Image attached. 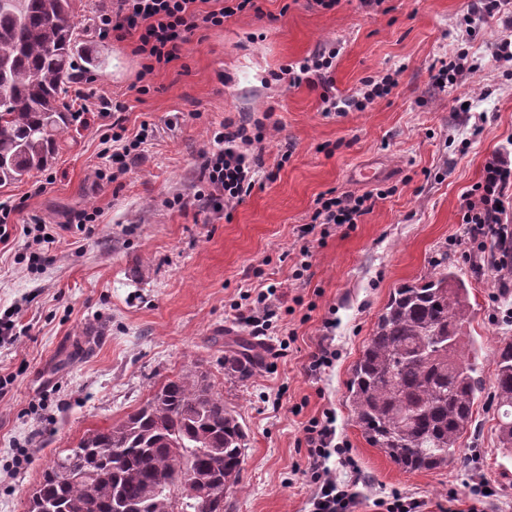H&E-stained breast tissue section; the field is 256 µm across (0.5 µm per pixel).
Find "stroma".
<instances>
[{
  "label": "stroma",
  "mask_w": 512,
  "mask_h": 512,
  "mask_svg": "<svg viewBox=\"0 0 512 512\" xmlns=\"http://www.w3.org/2000/svg\"><path fill=\"white\" fill-rule=\"evenodd\" d=\"M469 2L383 0L367 9L340 0L326 10L313 0H260V12L196 31L179 60L147 75L132 42L98 38L94 18L106 0H77L84 48L107 59L93 75L77 72L65 97L75 109L88 93V121L65 133L51 167L0 186V204L22 207L0 241V314L14 312L25 329L0 347L8 382L0 395V512H25L56 449L119 422L193 367L207 372L246 431L240 482L224 512H309L298 441L327 408L337 444L354 461L350 469L331 464L337 480L354 483L351 512H377L375 500L393 490L422 500V512H448L449 496L468 504L480 480L493 491L485 512H512V456L499 446L493 405V356L512 341V299H496L495 274L478 277L458 243L465 195L485 159L512 139V63L491 57L502 21L481 23L460 43L457 23ZM319 47L338 51L339 96L388 73L398 85L365 111L325 114L319 89L273 78ZM461 47L478 70L435 87L433 65ZM143 85L149 93H140ZM104 98L124 105L127 136L148 130L121 167L112 161V120L98 114ZM270 108L281 128L263 143L250 194L229 214L194 204L212 129L226 116L258 118ZM41 182L46 192L33 195ZM376 188L387 198L357 224L300 237L322 193ZM77 211L96 212L95 223L69 226ZM34 218L55 237L44 263L29 259L23 227ZM304 245L311 266L297 278ZM443 252L469 289L465 333L484 386L462 458L405 472L352 422L346 384L393 288ZM260 284L281 287L279 311L267 335L254 337L262 352L254 374L230 380L224 352L233 339L252 337L238 308ZM327 335L336 360L307 375V357ZM286 339L287 357L273 359ZM21 448L29 460L12 469Z\"/></svg>",
  "instance_id": "stroma-1"
}]
</instances>
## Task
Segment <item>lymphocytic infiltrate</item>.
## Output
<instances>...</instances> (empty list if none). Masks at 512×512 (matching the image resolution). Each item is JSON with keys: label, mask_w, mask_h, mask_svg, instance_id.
<instances>
[{"label": "lymphocytic infiltrate", "mask_w": 512, "mask_h": 512, "mask_svg": "<svg viewBox=\"0 0 512 512\" xmlns=\"http://www.w3.org/2000/svg\"><path fill=\"white\" fill-rule=\"evenodd\" d=\"M259 0H112L98 16L96 32L100 39L118 42L133 41V52L143 60L145 73L178 60L182 49L199 29L223 27L227 18L245 10H258ZM502 17L507 29L495 44L498 60L512 61V0H472L461 26L472 33L474 19ZM332 56L319 49L298 66H286L283 72L291 86L320 84L321 100L327 111L336 112L346 107L364 110L377 99L388 96L397 86L392 75L367 79L358 96L338 102L331 75ZM279 121L265 123L243 116L225 118L219 128L211 132L214 151L203 153L202 169L206 177L198 198L223 200L231 208L242 202L255 186L261 157L255 147L262 143L268 130H279ZM386 191L378 194L355 195L349 192L319 197L310 221L302 228L303 235L313 234L317 226H342L357 223L369 213L377 199L386 198ZM512 201V160L495 152L483 164L482 177L462 204L463 238L473 252L486 253L495 270L508 271L501 280V290L512 289V226L505 224L502 205ZM276 286L255 289L250 302L240 316L254 336L266 335L271 321L277 315L274 301ZM335 417L332 411H323L312 417L303 428L307 446L305 467L302 471L315 487L311 498V512H349L354 494L348 485L337 482L329 467L333 456H340L342 464L350 459L344 448L337 446Z\"/></svg>", "instance_id": "f902f5d3"}]
</instances>
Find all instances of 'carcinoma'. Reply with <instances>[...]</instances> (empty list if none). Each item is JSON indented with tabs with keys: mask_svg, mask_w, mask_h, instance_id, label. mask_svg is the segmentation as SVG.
I'll return each instance as SVG.
<instances>
[{
	"mask_svg": "<svg viewBox=\"0 0 512 512\" xmlns=\"http://www.w3.org/2000/svg\"><path fill=\"white\" fill-rule=\"evenodd\" d=\"M75 0H0V186L56 159L76 122L64 98L85 54ZM469 291L448 254L421 279L391 293L347 384L352 420L367 442L406 472L448 467L472 426L482 380L466 357ZM500 446L512 451V342L494 353ZM256 356L224 353V375L241 381ZM246 432L236 411L198 370L165 380L119 423L85 434L60 453L30 496L27 512H207L202 499L155 491L185 468L213 493L240 481Z\"/></svg>",
	"mask_w": 512,
	"mask_h": 512,
	"instance_id": "carcinoma-1",
	"label": "carcinoma"
}]
</instances>
